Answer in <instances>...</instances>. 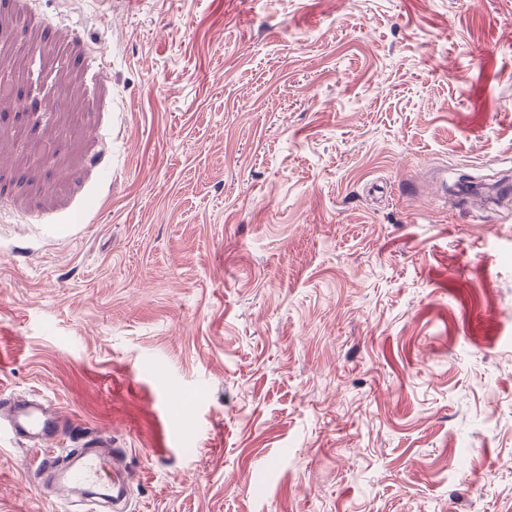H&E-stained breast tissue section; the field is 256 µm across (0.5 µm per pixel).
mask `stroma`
Returning <instances> with one entry per match:
<instances>
[{"label":"stroma","instance_id":"stroma-1","mask_svg":"<svg viewBox=\"0 0 512 512\" xmlns=\"http://www.w3.org/2000/svg\"><path fill=\"white\" fill-rule=\"evenodd\" d=\"M3 75L0 406L126 512H512V0H0ZM48 454L0 512H109ZM11 433L45 447L58 439L61 418L50 406H32L26 401L14 404L9 413ZM110 441L102 436L95 437L90 445L79 444L70 449L71 454L81 458L77 466L66 469L62 477L49 489L43 482V474L54 465L47 462L41 469H38L34 476V486L46 496L69 503L70 493L80 486H92L97 483L100 475V465L107 456L105 449L110 448ZM90 493L96 496L105 498H112L113 506H122L125 508L126 502V482L124 477L114 471L112 476V489L111 488H95L90 490Z\"/></svg>","mask_w":512,"mask_h":512}]
</instances>
